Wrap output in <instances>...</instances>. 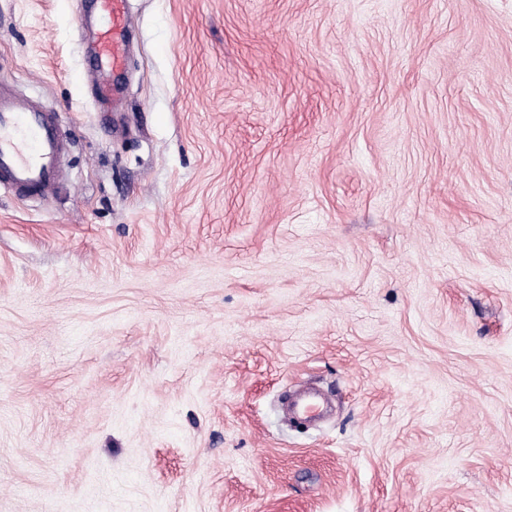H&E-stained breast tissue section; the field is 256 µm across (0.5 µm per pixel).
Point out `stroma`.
I'll return each instance as SVG.
<instances>
[{"label":"stroma","instance_id":"1","mask_svg":"<svg viewBox=\"0 0 512 512\" xmlns=\"http://www.w3.org/2000/svg\"><path fill=\"white\" fill-rule=\"evenodd\" d=\"M0 0V512H512V0ZM321 390L333 412L285 420ZM99 33L94 53L88 57L99 75L96 84L101 98L112 99L114 69L124 65L127 52L128 0H94ZM64 154L54 113L30 97L0 90V186L19 198H51Z\"/></svg>","mask_w":512,"mask_h":512}]
</instances>
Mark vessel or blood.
Returning a JSON list of instances; mask_svg holds the SVG:
<instances>
[{
	"label": "vessel or blood",
	"instance_id": "1",
	"mask_svg": "<svg viewBox=\"0 0 512 512\" xmlns=\"http://www.w3.org/2000/svg\"><path fill=\"white\" fill-rule=\"evenodd\" d=\"M99 19L89 58L103 99L113 94L112 74L127 52L128 0H94ZM65 143L54 113L32 98L0 91V186L17 197L51 198L63 175Z\"/></svg>",
	"mask_w": 512,
	"mask_h": 512
}]
</instances>
